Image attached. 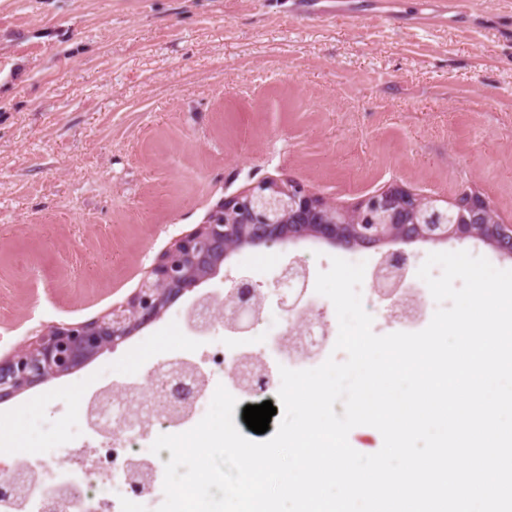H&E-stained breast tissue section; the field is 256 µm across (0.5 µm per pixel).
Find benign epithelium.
I'll list each match as a JSON object with an SVG mask.
<instances>
[{
	"mask_svg": "<svg viewBox=\"0 0 512 512\" xmlns=\"http://www.w3.org/2000/svg\"><path fill=\"white\" fill-rule=\"evenodd\" d=\"M461 222L448 223L449 208ZM493 205L472 190L460 191L451 206L433 196L417 194L399 183L367 195L351 208H343L299 182L263 181L227 198L214 209L206 223L176 239L157 259L140 287L119 306L81 323L51 324L32 342L17 346L0 358V402L28 388L68 375L106 350L123 343L138 329L159 319L168 305L213 277L224 260L245 246L273 247L306 237L348 246L391 245L380 268L386 270L376 287L398 286L407 255L396 244L416 241L443 242L476 238L500 254L512 258V224L492 212ZM306 266L293 258L284 264L267 288L246 276L232 279L224 300L199 298L189 317L211 325L220 320L224 329L245 334L254 328L259 302L278 297L289 316L287 332L280 338L303 340V335L329 334L324 312L301 306L307 291ZM207 377L188 389L173 387L174 397L190 403L204 397ZM39 512H100L92 498L56 488L43 491Z\"/></svg>",
	"mask_w": 512,
	"mask_h": 512,
	"instance_id": "benign-epithelium-1",
	"label": "benign epithelium"
}]
</instances>
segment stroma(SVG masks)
I'll return each instance as SVG.
<instances>
[{"mask_svg":"<svg viewBox=\"0 0 512 512\" xmlns=\"http://www.w3.org/2000/svg\"><path fill=\"white\" fill-rule=\"evenodd\" d=\"M0 0V356L53 323L125 302L156 258L225 198L297 180L342 207L391 183L453 200L475 187L512 222V0L434 22V0ZM512 258L475 239L406 244ZM380 248L307 237L229 256L196 292L81 369L0 402L31 464L80 418L66 385L112 383L204 339L185 312L233 277L266 283L295 257L311 274Z\"/></svg>","mask_w":512,"mask_h":512,"instance_id":"obj_1","label":"stroma"}]
</instances>
